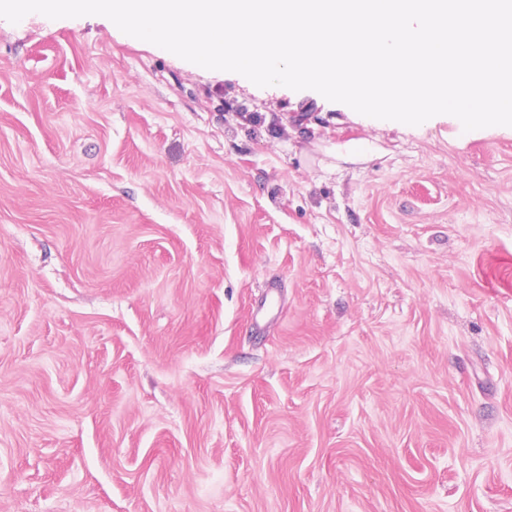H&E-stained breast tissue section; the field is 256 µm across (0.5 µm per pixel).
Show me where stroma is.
<instances>
[{"instance_id":"1","label":"stroma","mask_w":512,"mask_h":512,"mask_svg":"<svg viewBox=\"0 0 512 512\" xmlns=\"http://www.w3.org/2000/svg\"><path fill=\"white\" fill-rule=\"evenodd\" d=\"M0 512H512V127L0 19Z\"/></svg>"}]
</instances>
